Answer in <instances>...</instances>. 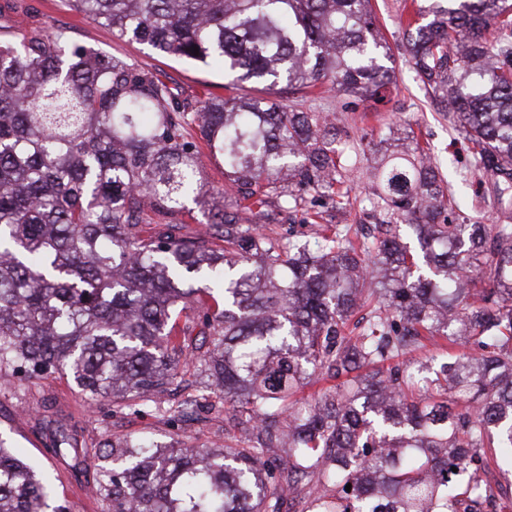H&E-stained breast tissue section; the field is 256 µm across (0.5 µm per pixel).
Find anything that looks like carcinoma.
I'll return each instance as SVG.
<instances>
[{
    "mask_svg": "<svg viewBox=\"0 0 512 512\" xmlns=\"http://www.w3.org/2000/svg\"><path fill=\"white\" fill-rule=\"evenodd\" d=\"M67 3L156 53L222 61L234 90L183 97L57 33L0 42V381L69 374L92 406H153L175 426L199 403L157 395L202 368L229 425L219 452L134 435L90 452L56 428L54 451L102 473L106 512H283L288 496L297 512H512L489 464L512 449V224L454 223L459 201L413 136L371 173L379 237L243 223L319 196L350 204L361 159L346 127L269 95L381 98L396 76L371 0ZM426 16L406 32L410 66L500 196L512 0H432ZM244 83L259 94H235ZM194 131L224 164L212 199ZM190 199L205 237L174 219L194 218ZM154 214L169 222L146 235ZM425 336L448 351L406 361ZM0 512H66L2 438ZM243 217L245 220H248V222H258L257 224H260L263 232L274 238L288 236V232L301 234L309 233L311 230L310 224H300L302 223L301 212L298 213L295 224H288V221H273L272 224H265V219H258V217L248 215H244Z\"/></svg>",
    "mask_w": 512,
    "mask_h": 512,
    "instance_id": "carcinoma-1",
    "label": "carcinoma"
}]
</instances>
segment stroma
<instances>
[{
  "mask_svg": "<svg viewBox=\"0 0 512 512\" xmlns=\"http://www.w3.org/2000/svg\"><path fill=\"white\" fill-rule=\"evenodd\" d=\"M377 26L389 49V66L394 67L397 83L384 99L368 101L354 109H341L335 98L304 107L336 115L338 125L347 127L358 139L364 156L351 176V207L337 211L334 202L321 200L318 209L327 224H375L379 217L361 209L371 190L369 171L377 159L382 134L393 137L415 133L428 148L431 161L448 184L449 192L464 200L463 216L469 224H497L502 220L491 193L492 181L472 170L467 143L451 114L438 110L406 62L405 30L419 23L418 10L428 0H371ZM63 33L72 42L91 47L108 57H119L155 68L163 80L179 93L195 95L210 92L224 95V69L218 65L198 66L174 57L154 54L147 46L115 37L107 26L94 23L70 9L66 0H0V40ZM64 424L79 447L94 448L109 436L139 434L168 441L170 435L186 443L212 448L224 445V415L197 409L196 413L173 430L152 409H117L111 403L90 406L71 376L51 374L41 378L15 375L10 383L0 384V437L8 440L29 463L49 473L57 498L69 512H103L93 489L100 479L95 469L83 468L70 457L60 458L48 450L51 431L48 421Z\"/></svg>",
  "mask_w": 512,
  "mask_h": 512,
  "instance_id": "stroma-1",
  "label": "stroma"
}]
</instances>
